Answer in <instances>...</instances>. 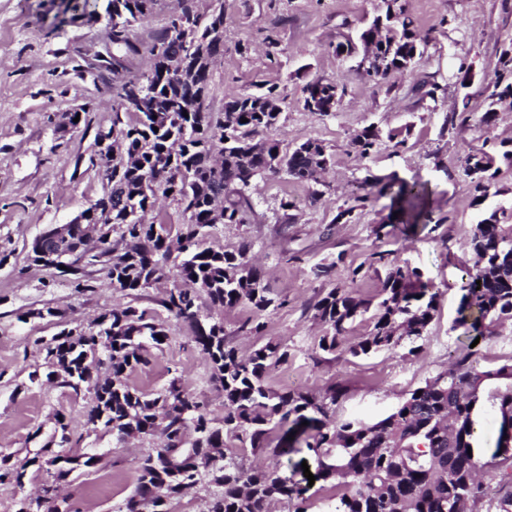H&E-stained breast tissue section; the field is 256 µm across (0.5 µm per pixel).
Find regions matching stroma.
Segmentation results:
<instances>
[{"label": "stroma", "mask_w": 512, "mask_h": 512, "mask_svg": "<svg viewBox=\"0 0 512 512\" xmlns=\"http://www.w3.org/2000/svg\"><path fill=\"white\" fill-rule=\"evenodd\" d=\"M68 3L0 0V458L23 474L21 484H0V512H13L15 498L36 496L53 483L71 512H115L134 490L140 461L154 446L150 439L119 442L107 429L89 430L84 414L91 394L47 379L42 343L61 327L88 325L127 302L158 314L163 297L159 285L127 297L98 266L88 268L90 288L79 292L29 257L34 238L50 226L71 223L102 194L99 168L89 161L97 133L109 131L113 118L126 123L136 118L90 74L107 39L104 23L64 22ZM223 5L224 51L213 68L210 111L221 115L229 95L277 85L281 118L267 138L285 149L318 139L334 157L321 198H313V185L283 173L266 174L248 189L254 209L250 223L212 229L206 246L230 250L250 242L249 256L264 269L278 302L261 312L248 304L220 311L224 332L243 355L268 342L287 347V362L268 378L272 389L321 395L339 383L345 394L335 406L336 418L375 423L466 349L470 332L454 321L463 270L474 264L468 239L481 212L501 209V223L512 224V167L501 165L495 193L479 206L471 203L462 168L468 149L488 139L512 138V112L499 113L490 126L480 122L487 109L483 88L494 80L501 52L512 47V0H408L426 38L424 53L410 70L381 82L363 78L356 58L336 54L335 47L382 13V0H223ZM271 39L276 48H268ZM463 65L470 69L466 88L459 73ZM316 78L345 87L336 112L303 111L302 89ZM73 112L81 116L75 127L68 122ZM370 125L384 135L402 131L404 145L384 138L370 157H359L352 140ZM369 172L428 182L430 222L410 237L396 224L389 236L376 239L374 226L387 222V199L355 202ZM288 197L296 200V210L281 209ZM349 206L351 218L336 221L339 209ZM376 250L394 251L419 267L439 291V308L426 334L412 353L400 348L356 357L351 347L370 330L362 321L335 352L318 351L325 329L311 306L332 282L314 278L313 268L343 256L334 282L344 283L349 268ZM49 307L59 309L57 321L42 317ZM256 320L265 325L258 337L250 331ZM166 325L168 342L153 350L148 364L129 373V383L154 392L180 377L209 416L222 419L224 398L211 380L206 356L190 341L188 324L170 317ZM60 415L70 438L65 453L100 457L97 465L61 480L36 458ZM476 420L475 454L488 465L499 430L489 397H481ZM306 458V452L292 453L287 466L306 490L307 512H332L335 492L304 477Z\"/></svg>", "instance_id": "obj_1"}]
</instances>
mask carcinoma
<instances>
[{
  "mask_svg": "<svg viewBox=\"0 0 512 512\" xmlns=\"http://www.w3.org/2000/svg\"><path fill=\"white\" fill-rule=\"evenodd\" d=\"M159 0H103V13L86 14L89 21L122 13V25L112 26V73L116 98L137 114L134 122L113 120L110 133L122 140L123 150L104 156L103 194L91 207L99 210L107 232H117L121 248L98 252L87 260L78 256L71 271L73 287L87 288L84 269L101 265L113 287L131 295L166 275L170 266L177 280L167 289L161 306L168 315L192 326L191 340L207 356L213 381L224 396V418H210L203 406L174 378L156 393L133 388L127 371L147 361L148 345L169 340L165 322L132 304L116 305L84 327L63 329L45 343L46 357L62 371L61 385L74 391L86 388L94 404L85 424L104 427L119 440L139 434L159 436V443L141 459L139 485L118 506L133 512L134 499L150 502V512H168V500L203 478L216 488L207 512H266L271 502L300 498L305 490L276 467L247 468L227 442L241 451L269 449V436L282 432L275 456L304 449L316 462V480L337 490L335 512H512V447H502L512 427V363L486 370L478 350L456 357L448 370L412 391L390 415L374 424L333 418L340 395L335 387L325 396L302 391L276 392L267 377L288 360V348L268 342L250 355L239 356L224 336V322L201 318L198 300L206 295L215 310L250 304L264 311L273 303L262 272L249 266L251 244L244 240L234 250L204 246L213 204L221 202L224 223L247 224L253 205L247 195L251 180L275 174L280 159L286 175L307 184H320L321 174L333 164L327 147L307 139L291 150L260 134L277 125L281 115L278 86L240 93L224 101V118L209 111L213 57L217 48L190 52L180 34L166 25L142 44L130 36V27L151 17ZM384 16L362 29V46L374 42L379 30L384 41L375 46L382 74L359 61L357 70L373 80L402 72L407 60L420 54L421 38L407 0H383ZM181 14L206 28L214 15H203L198 0H177ZM162 49L163 61L150 64L147 73L134 74L132 59ZM501 73L485 89L490 124L500 106L512 107V48L502 51ZM345 88L333 80L314 79L303 90L302 109L309 100L321 105ZM379 132L370 125L353 139L357 155L369 157L380 145ZM512 166V148H471L463 172L470 180L477 206L486 198L499 172V163ZM377 190L390 199L400 223L413 227L427 214L430 191L425 183L368 175L361 189ZM185 204L187 222L172 245L166 225L149 220L157 196ZM468 248L477 265L466 271L460 286L457 327H467L485 339L496 328L512 323V224H502L498 212L483 215L475 225ZM374 271H383V286L367 336L350 349L354 356L395 350L413 344L434 319L439 292L423 281L421 271L399 260L390 250L375 251L367 259ZM372 302L337 284L313 305L314 318L328 328L317 347L333 353L351 325L370 310ZM500 416L492 466L502 475L497 496L479 479L485 468L468 453L475 439L474 410L485 387ZM308 425H303V422ZM294 439H288V435Z\"/></svg>",
  "mask_w": 512,
  "mask_h": 512,
  "instance_id": "cac0c4a2",
  "label": "carcinoma"
}]
</instances>
